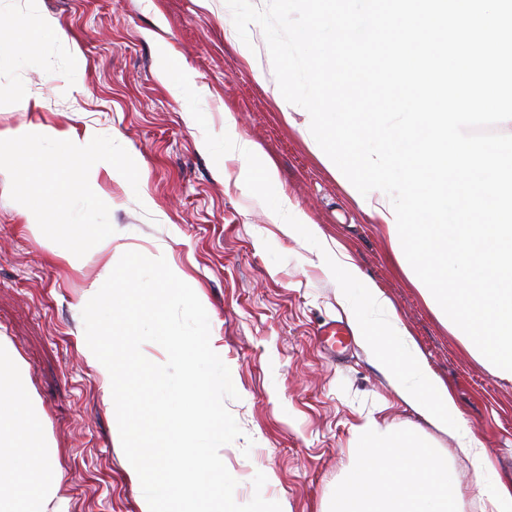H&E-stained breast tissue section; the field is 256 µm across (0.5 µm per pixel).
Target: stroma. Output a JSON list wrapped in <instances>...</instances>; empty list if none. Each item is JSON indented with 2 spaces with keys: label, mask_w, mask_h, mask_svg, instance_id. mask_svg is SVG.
Here are the masks:
<instances>
[{
  "label": "stroma",
  "mask_w": 512,
  "mask_h": 512,
  "mask_svg": "<svg viewBox=\"0 0 512 512\" xmlns=\"http://www.w3.org/2000/svg\"><path fill=\"white\" fill-rule=\"evenodd\" d=\"M55 32L22 54L25 0H0V130L40 125L104 136L119 133L139 185L99 172L97 196L118 235L110 256L67 259L33 229L0 178V336L26 369V387L59 475L62 512H141V491L113 440L116 415L85 354L82 310L106 260L137 251L174 262L205 304L239 397L226 405L243 431L224 447L248 502L252 479L287 501L288 512H323L341 493L360 427L374 421L411 433L451 469L482 512L476 463L455 437L408 407L356 337L333 355L319 336L346 322L341 286L316 242L285 236L274 188L240 186V161L224 151V115L275 165L310 223L341 244L391 299L430 368L445 380L499 475H512V382L498 379L452 335L393 256L383 225L365 213L300 133L304 110H288L266 40L249 29L240 52L224 0H37ZM171 68L192 72L205 96H175L160 73L159 44ZM261 68L264 81L253 76ZM28 98V107L16 104Z\"/></svg>",
  "instance_id": "obj_1"
}]
</instances>
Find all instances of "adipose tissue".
<instances>
[{
	"label": "adipose tissue",
	"mask_w": 512,
	"mask_h": 512,
	"mask_svg": "<svg viewBox=\"0 0 512 512\" xmlns=\"http://www.w3.org/2000/svg\"><path fill=\"white\" fill-rule=\"evenodd\" d=\"M224 149L237 156L243 172L257 171L266 184L278 188L280 228L287 236L305 232L321 245L320 255L330 261L339 279L361 287L360 300L344 297L347 317L358 339L371 351L401 399L434 428L453 434L460 452L478 464L481 496L491 512H512V477L486 482L494 466L473 434L464 412L444 381L401 322L384 291L367 280L346 251L310 224L286 191L280 190L276 168L262 162L257 144L240 135L232 113L224 115ZM370 319H362V312ZM24 370L11 350L0 347V441L23 447L21 455L0 465V512H49L58 476L51 451L36 416V404L23 381ZM326 512H465L461 493L447 466L426 448L413 449L410 437L395 426L370 423L359 434L353 461L345 473L344 489Z\"/></svg>",
	"instance_id": "obj_1"
}]
</instances>
